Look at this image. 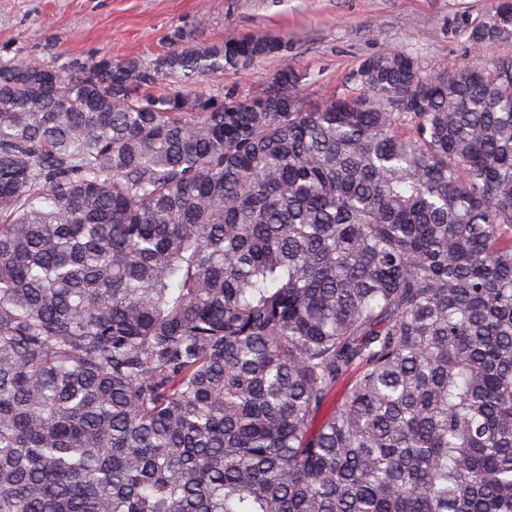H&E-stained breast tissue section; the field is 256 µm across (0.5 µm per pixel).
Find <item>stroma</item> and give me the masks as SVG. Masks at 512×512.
Instances as JSON below:
<instances>
[{
  "label": "stroma",
  "instance_id": "1",
  "mask_svg": "<svg viewBox=\"0 0 512 512\" xmlns=\"http://www.w3.org/2000/svg\"><path fill=\"white\" fill-rule=\"evenodd\" d=\"M494 0H0V55L59 69L76 57L107 55L152 65L182 30L192 44L254 35L288 43V56L198 79L193 91L248 98L265 90L282 61L315 75L311 98L341 90L366 58L398 49L423 73L471 63L463 29Z\"/></svg>",
  "mask_w": 512,
  "mask_h": 512
}]
</instances>
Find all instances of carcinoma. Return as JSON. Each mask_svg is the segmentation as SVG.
Wrapping results in <instances>:
<instances>
[{
  "instance_id": "1",
  "label": "carcinoma",
  "mask_w": 512,
  "mask_h": 512,
  "mask_svg": "<svg viewBox=\"0 0 512 512\" xmlns=\"http://www.w3.org/2000/svg\"><path fill=\"white\" fill-rule=\"evenodd\" d=\"M286 58L0 57V512H512V58ZM281 63L280 57H271L256 63L243 72L225 70L221 73L210 74L198 79L188 87H184V84L173 79L163 80L151 90L157 92L191 89L206 96L224 95L231 92L242 99L249 98L261 93L269 86L276 71L281 67Z\"/></svg>"
}]
</instances>
